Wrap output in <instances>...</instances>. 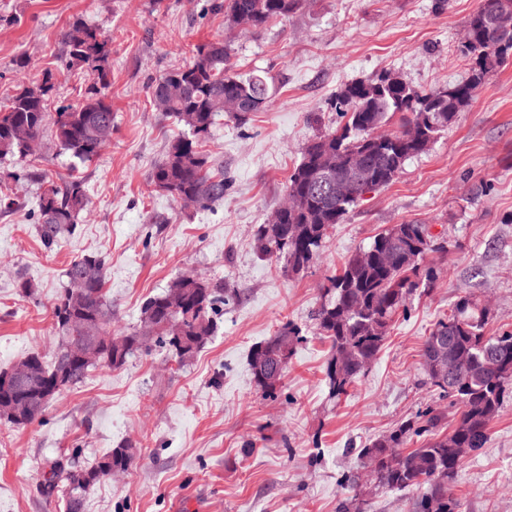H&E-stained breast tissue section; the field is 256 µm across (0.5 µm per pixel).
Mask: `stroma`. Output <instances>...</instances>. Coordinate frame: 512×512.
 Segmentation results:
<instances>
[{
  "mask_svg": "<svg viewBox=\"0 0 512 512\" xmlns=\"http://www.w3.org/2000/svg\"><path fill=\"white\" fill-rule=\"evenodd\" d=\"M204 0H0V103L23 83L52 72L59 92L77 101L88 77L64 70L61 33L75 20L111 40L112 143L71 168L43 138L35 179L14 187L13 160L0 162V187L18 203L0 205V371L29 353L56 347L50 307L72 259L101 253L112 300L113 335L133 331L141 306L194 271L224 282L215 336L184 366L161 355L99 365L54 399L44 416L15 427L0 421V512H64L61 492L44 476L61 456L95 466L112 448L137 449L122 476L91 484L83 512H338L356 498L362 512H408L409 493H370L341 477L363 467L359 448L427 406L456 408L424 382L425 336L459 297L491 301L488 334L512 332V62L489 73L477 98L430 150L409 160L387 186L366 194L331 229L315 263L292 274L259 257L257 225L285 199L307 141L334 131L337 92L390 71L419 89L465 79L460 39L479 0H303L288 17L257 30L203 12ZM223 39L240 72L272 77L276 93L246 121L222 115L203 143L224 174V197L187 206L159 190L151 172L181 125L156 110L149 86ZM26 68H16L17 57ZM76 172L90 210L54 250L35 224L40 173ZM430 225L448 243L428 257L441 271L434 290L399 313L379 357L346 395L329 393V345L312 314L328 275L393 224ZM29 282L33 296L19 292ZM293 322L302 329L281 388L262 396L248 366L251 348ZM463 512H512V398L491 423L484 448L465 459L451 486Z\"/></svg>",
  "mask_w": 512,
  "mask_h": 512,
  "instance_id": "obj_1",
  "label": "stroma"
}]
</instances>
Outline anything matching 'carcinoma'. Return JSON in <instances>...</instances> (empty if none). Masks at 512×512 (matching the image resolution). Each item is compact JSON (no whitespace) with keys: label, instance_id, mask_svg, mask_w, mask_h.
Listing matches in <instances>:
<instances>
[{"label":"carcinoma","instance_id":"carcinoma-1","mask_svg":"<svg viewBox=\"0 0 512 512\" xmlns=\"http://www.w3.org/2000/svg\"><path fill=\"white\" fill-rule=\"evenodd\" d=\"M302 0H216L211 8L225 11L235 24L246 17L251 27L262 28L300 7ZM499 0H479L469 27L475 33L473 43L464 50L470 60L471 76L463 82L428 90L417 89L404 80L392 84L382 74L370 83L351 82L335 98L340 121L336 130L309 142L289 176L286 197L304 193L300 209H288L283 202V224L287 232L270 238L259 255L284 263L286 270L299 273L310 268L325 246L329 231L342 223L362 197L340 199L325 175L327 168L340 166L359 153L375 177L374 186L384 187L402 171L406 162L426 153L436 136L454 123L460 112L475 99L485 76L512 59V13L503 15ZM82 30L74 39L73 29ZM65 68H79L90 83L81 98L47 111L50 95L57 90L46 75L41 82L20 86L8 103L0 106V159L26 158L29 144L50 134L59 149L81 162L99 157L112 140V104L108 98L110 56L109 39L102 31L79 20L62 32ZM164 85L169 103L164 112L174 116L186 134L172 140L164 158L154 167L152 181L176 199H190L208 208L224 198V180L216 179L207 158L199 150L211 133L217 116L224 113V99L241 97L244 112H258L272 101L274 85L267 75L253 72L242 75L232 70L224 43L215 40L196 48L185 66L156 78L151 89ZM400 115L399 129L386 126ZM87 192L76 179L57 184L46 181L40 194L37 231L47 249L57 245L61 235L76 227V217L84 210ZM392 248L402 253L399 266L382 265L374 252ZM441 246L435 243L428 224H393L375 236L371 245L351 255L340 273L327 277L321 303L315 312L320 334L331 343L326 377L333 396L347 387L377 359L385 343L396 311L417 290L430 291L439 279L436 267L424 263L425 256ZM67 281L79 277L83 294L72 295L65 287L52 306L58 329V344L51 361L38 353L34 360L50 390V399L34 402L26 420L12 425H28L40 418L51 400L63 391L83 382L91 364L72 362L70 377L58 379L60 354L70 338L80 334L89 321L108 328L112 302L105 290L104 259L89 253L74 259L66 270ZM182 290L185 302L173 311L167 295ZM224 302V282H211L194 273L178 277L166 290L148 298L141 308L138 327L116 337L119 349H104L99 363L121 368L137 352H149L157 342L167 356L179 363L191 359L215 334L217 304ZM489 308L471 296H461L452 305L448 318L439 320L423 343L422 366L428 383L439 396L460 408V418L448 433L439 429L445 414L437 408L419 413L390 433L379 436L359 449L361 460L374 467L377 485L385 491L417 492L410 512H461L460 503L449 492L448 484L463 461L460 452L469 448L476 453L484 447L490 423L499 416L505 398L512 395V333L485 334ZM304 340L302 329L292 323L282 325L274 336L256 344L249 353V366L255 387L271 397L281 387L284 373L269 383L263 381L273 371L282 352L293 358ZM448 357L449 382H434L432 366L440 357ZM422 438L416 448L408 447L413 437ZM400 455L398 466L391 458ZM136 449L131 444L113 448L96 467L78 470L69 461L51 463L46 487L66 492V512H82L86 489L107 477L113 470L131 468Z\"/></svg>","mask_w":512,"mask_h":512}]
</instances>
